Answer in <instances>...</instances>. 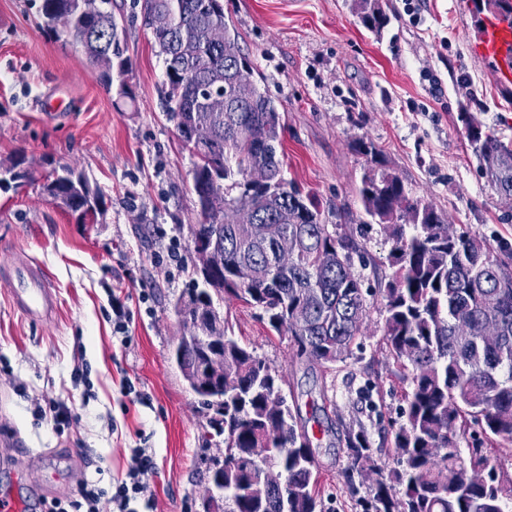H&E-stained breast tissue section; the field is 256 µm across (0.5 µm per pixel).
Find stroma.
<instances>
[{
    "mask_svg": "<svg viewBox=\"0 0 512 512\" xmlns=\"http://www.w3.org/2000/svg\"><path fill=\"white\" fill-rule=\"evenodd\" d=\"M42 0H0V164L21 159L31 176L0 187V263L17 252L41 265L58 299L52 321L15 309L0 285V435L19 436L29 458L0 466V493L29 504L73 496L79 480L107 486L130 449L150 448L157 473L153 512H203L207 460L223 456L180 371L169 359L182 334L172 303L196 278L188 228L199 220L196 161L166 112L163 58L133 0H112L126 32L130 97L103 86L80 47L43 30ZM381 34L360 22L355 0H223L224 19L255 81L279 107L283 176L317 204L322 223L355 238L365 261L369 315L342 361L322 370L298 361L259 309L216 295L226 333L284 376L319 463L324 512H363L342 476L337 435L365 426L382 464L393 465L408 382L389 357L378 284L391 244L364 221L358 187L370 160L488 246L512 242V208L491 186L465 137L469 111L512 143V94L497 88L469 48L477 29L466 0H382ZM77 168L103 194L92 224L48 201L44 178ZM178 246V261L167 250ZM149 301H141V292ZM129 313L128 344L113 335L112 299ZM88 366L75 379L77 361ZM130 379L139 399L122 397ZM67 399L76 416L64 434L32 415L36 396Z\"/></svg>",
    "mask_w": 512,
    "mask_h": 512,
    "instance_id": "obj_1",
    "label": "stroma"
}]
</instances>
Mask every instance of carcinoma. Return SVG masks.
Returning <instances> with one entry per match:
<instances>
[{"label": "carcinoma", "mask_w": 512, "mask_h": 512, "mask_svg": "<svg viewBox=\"0 0 512 512\" xmlns=\"http://www.w3.org/2000/svg\"><path fill=\"white\" fill-rule=\"evenodd\" d=\"M483 7L471 12L475 23L492 13L512 15V0H470ZM97 13H81L80 0H42L45 27L54 31L59 16H70L64 33L83 44L86 60L106 88L116 84L129 96L123 76L126 40L109 8L99 0ZM362 25L379 34L389 18L379 0H358ZM173 15L169 31L153 33L164 56L170 119L192 151L195 129H209L211 145L193 170L199 207L197 233L219 229L224 259V294L262 309L270 331L290 336L293 356L324 366L343 360L361 335L368 316L362 280L353 271L356 241L321 222L315 205L282 176L281 115L275 101L251 80L249 59L224 20L221 0H141V13ZM190 45L193 54L183 53ZM233 73L236 97L222 112L202 103L215 84ZM473 153L498 195L512 205V145L504 143L470 112L458 114ZM260 166L267 182L251 184L246 171ZM47 191L56 204L81 214L85 195H100L69 165ZM366 218L384 226L392 246L391 278L380 289L385 320L383 339L390 358L409 382L405 420L395 430L396 463L383 467L364 427L345 431V481L359 487L363 512H508L512 481L504 483L488 468L484 447L512 445V243L493 251L471 232H449L448 221L429 202L409 196L401 179L370 169L358 189ZM269 219L267 238L251 235L253 222ZM296 239L297 257L288 267L276 263L284 237ZM260 265L263 278L249 270ZM311 301L312 319L303 330L291 324L302 299ZM205 332L186 343L179 337L171 360L198 403L213 412L210 424L224 436L223 512H322L319 467L305 426L283 394L282 374L254 349L226 335L215 307L202 313ZM492 322L499 340L486 345L478 336H461L464 322ZM224 359V380L197 381L199 364ZM481 440L462 455L459 443L470 425ZM477 461L487 470L473 481L461 463ZM282 470L284 482L253 491L263 468Z\"/></svg>", "instance_id": "carcinoma-1"}]
</instances>
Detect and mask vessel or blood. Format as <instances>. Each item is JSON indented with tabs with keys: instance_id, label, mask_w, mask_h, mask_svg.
Segmentation results:
<instances>
[{
	"instance_id": "obj_1",
	"label": "vessel or blood",
	"mask_w": 512,
	"mask_h": 512,
	"mask_svg": "<svg viewBox=\"0 0 512 512\" xmlns=\"http://www.w3.org/2000/svg\"><path fill=\"white\" fill-rule=\"evenodd\" d=\"M473 53L490 64L497 84L512 86V17L484 16L475 38ZM0 283L7 285L13 304L37 322L51 321L56 313L54 288L45 271L29 259L0 265Z\"/></svg>"
}]
</instances>
